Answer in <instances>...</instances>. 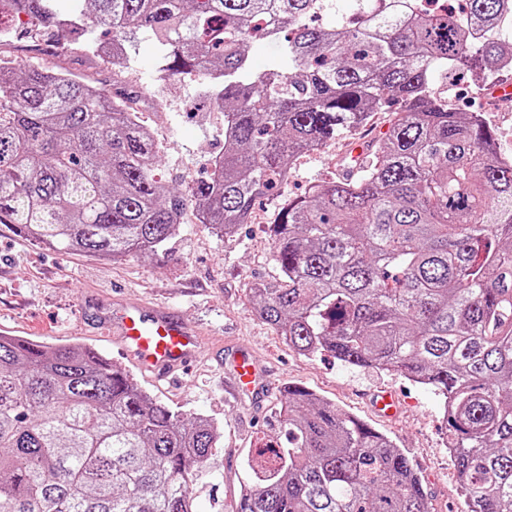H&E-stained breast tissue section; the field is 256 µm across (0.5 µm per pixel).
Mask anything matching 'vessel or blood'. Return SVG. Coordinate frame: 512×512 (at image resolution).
I'll list each match as a JSON object with an SVG mask.
<instances>
[{"mask_svg": "<svg viewBox=\"0 0 512 512\" xmlns=\"http://www.w3.org/2000/svg\"><path fill=\"white\" fill-rule=\"evenodd\" d=\"M102 325L121 343L123 353L141 370L165 379L184 369L202 345L197 329L189 326L170 307L124 303L105 316ZM225 367L231 390L237 398L260 403L273 388L268 370L244 347L228 349ZM373 411L387 419L397 418L400 404L396 395L379 391L370 398Z\"/></svg>", "mask_w": 512, "mask_h": 512, "instance_id": "obj_1", "label": "vessel or blood"}]
</instances>
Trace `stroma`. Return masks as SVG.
Instances as JSON below:
<instances>
[{
	"label": "stroma",
	"instance_id": "stroma-1",
	"mask_svg": "<svg viewBox=\"0 0 512 512\" xmlns=\"http://www.w3.org/2000/svg\"><path fill=\"white\" fill-rule=\"evenodd\" d=\"M0 57L17 65L60 63L110 95L136 91L139 117L160 147L158 176L165 186L187 190L192 180L204 177L208 161L224 147V115L203 99V81H162L150 39L140 38L119 76L86 50L84 37L64 39L51 29L17 27L14 37L0 44ZM434 83L449 107L482 113L496 128L500 148L512 149V99L488 96L481 87L463 85L441 71ZM389 119L388 113H376L354 134L338 136L303 156L277 194L262 201L237 233L224 238L199 224L188 209L164 251L112 263L66 254L0 226V323L32 340L93 345L115 362L120 359L118 345L97 324L100 306L113 297L174 307L199 329L204 348L176 381L136 374L160 401L224 427L220 448L193 481L196 512H225L238 497L248 450L257 437L278 434L281 390L291 384L316 391L387 434L418 469L430 512H459L461 497L440 397L393 372L350 366L326 354H299L254 315L249 301L253 283L279 278L269 226L280 208L309 186L335 176L337 162L350 157L354 146L385 133ZM229 342L247 344L271 371L278 389L263 404L238 401L229 393L221 367ZM380 390L402 399L398 419L380 417L369 406V396Z\"/></svg>",
	"mask_w": 512,
	"mask_h": 512
}]
</instances>
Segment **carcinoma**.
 <instances>
[{
    "instance_id": "1",
    "label": "carcinoma",
    "mask_w": 512,
    "mask_h": 512,
    "mask_svg": "<svg viewBox=\"0 0 512 512\" xmlns=\"http://www.w3.org/2000/svg\"><path fill=\"white\" fill-rule=\"evenodd\" d=\"M0 0L65 34L112 29L126 66L153 41L161 79L199 76L224 112V152L188 193L154 178L160 148L130 91L0 60V224L60 251L156 255L191 207L230 236L293 161L392 112L366 164L278 212L280 278L250 288L288 346L395 372L441 397L461 512H512V160L479 112L448 107L436 71L512 74V0ZM333 27L310 24L327 14ZM281 43L264 71L245 48ZM284 436L247 455L229 512H430L392 440L299 385ZM224 428L157 400L85 343L0 334V512H194L195 471Z\"/></svg>"
}]
</instances>
